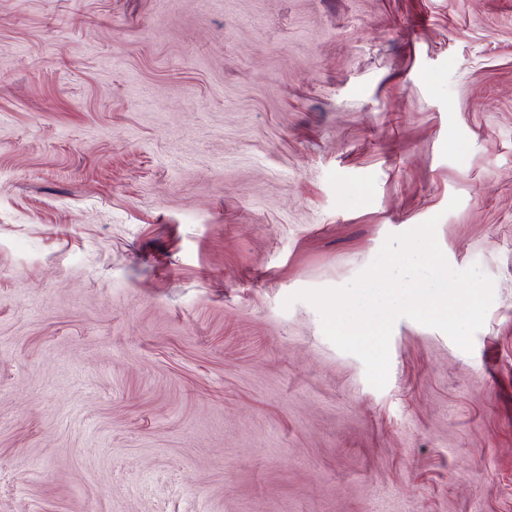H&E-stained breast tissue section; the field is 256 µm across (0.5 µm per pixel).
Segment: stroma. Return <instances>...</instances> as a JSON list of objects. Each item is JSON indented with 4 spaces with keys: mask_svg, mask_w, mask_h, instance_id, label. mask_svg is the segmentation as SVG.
<instances>
[{
    "mask_svg": "<svg viewBox=\"0 0 512 512\" xmlns=\"http://www.w3.org/2000/svg\"><path fill=\"white\" fill-rule=\"evenodd\" d=\"M433 217L378 389L283 301ZM0 512H512V0H0Z\"/></svg>",
    "mask_w": 512,
    "mask_h": 512,
    "instance_id": "obj_1",
    "label": "stroma"
}]
</instances>
